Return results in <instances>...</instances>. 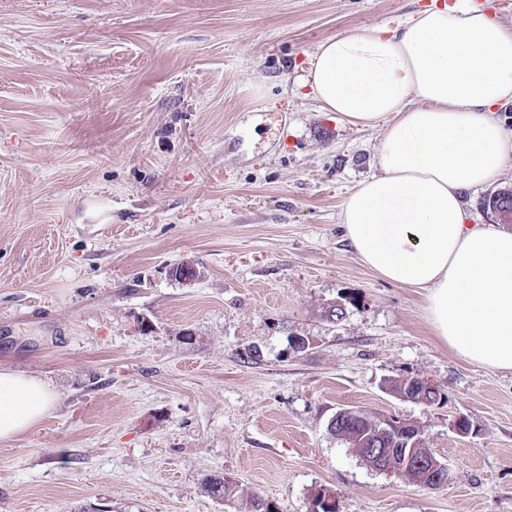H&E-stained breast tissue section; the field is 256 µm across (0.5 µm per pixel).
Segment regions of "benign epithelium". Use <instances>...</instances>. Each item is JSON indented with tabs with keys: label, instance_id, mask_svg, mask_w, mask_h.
<instances>
[{
	"label": "benign epithelium",
	"instance_id": "obj_1",
	"mask_svg": "<svg viewBox=\"0 0 512 512\" xmlns=\"http://www.w3.org/2000/svg\"><path fill=\"white\" fill-rule=\"evenodd\" d=\"M412 391L400 394V398L415 403L423 402L425 394L434 390L418 377L408 378ZM410 421L392 414L372 413L371 434L358 439V447L363 449L361 460L370 468L392 473L402 479L412 473L422 481L420 485L436 489L448 480L447 465L431 453L420 448L422 433L407 432Z\"/></svg>",
	"mask_w": 512,
	"mask_h": 512
}]
</instances>
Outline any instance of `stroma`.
I'll use <instances>...</instances> for the list:
<instances>
[{
    "label": "stroma",
    "instance_id": "obj_1",
    "mask_svg": "<svg viewBox=\"0 0 512 512\" xmlns=\"http://www.w3.org/2000/svg\"><path fill=\"white\" fill-rule=\"evenodd\" d=\"M431 2L0 0V366L58 395L0 441V512H311L321 488L339 512H512V371L358 260L340 211L380 132L300 84L323 41ZM407 376L444 400L391 393ZM343 408L415 423L447 483L369 468L329 430Z\"/></svg>",
    "mask_w": 512,
    "mask_h": 512
}]
</instances>
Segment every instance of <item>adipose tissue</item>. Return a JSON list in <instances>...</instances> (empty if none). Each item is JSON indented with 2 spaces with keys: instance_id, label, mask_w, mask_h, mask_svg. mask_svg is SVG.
<instances>
[{
  "instance_id": "obj_1",
  "label": "adipose tissue",
  "mask_w": 512,
  "mask_h": 512,
  "mask_svg": "<svg viewBox=\"0 0 512 512\" xmlns=\"http://www.w3.org/2000/svg\"><path fill=\"white\" fill-rule=\"evenodd\" d=\"M328 112L380 129L377 172L345 201L344 237L384 279L424 291L436 336L461 359L512 370V232L474 224L464 193L512 169V28L466 0L397 27L319 44L303 80ZM57 396L0 369V440L35 426Z\"/></svg>"
}]
</instances>
